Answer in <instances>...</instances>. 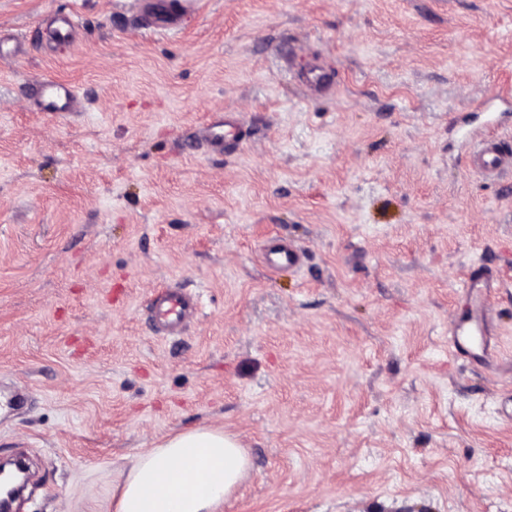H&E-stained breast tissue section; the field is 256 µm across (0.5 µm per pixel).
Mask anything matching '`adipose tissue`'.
Listing matches in <instances>:
<instances>
[{"mask_svg":"<svg viewBox=\"0 0 512 512\" xmlns=\"http://www.w3.org/2000/svg\"><path fill=\"white\" fill-rule=\"evenodd\" d=\"M249 466L245 449L224 430L173 433L121 471L115 512H217Z\"/></svg>","mask_w":512,"mask_h":512,"instance_id":"obj_1","label":"adipose tissue"}]
</instances>
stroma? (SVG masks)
Here are the masks:
<instances>
[{"label": "stroma", "mask_w": 512, "mask_h": 512, "mask_svg": "<svg viewBox=\"0 0 512 512\" xmlns=\"http://www.w3.org/2000/svg\"><path fill=\"white\" fill-rule=\"evenodd\" d=\"M75 13L74 45L46 20ZM0 459L16 512H114L139 450L199 426L250 468L222 512H512V175L469 167L512 139V0H197L134 29L118 0H0ZM296 51L281 57L283 45ZM320 59L336 92L306 99ZM88 98L61 119L29 84ZM246 134L195 146L212 118ZM273 235L307 252L260 260ZM493 274L489 349L448 333L460 282ZM200 296L181 336L146 306ZM181 1L176 5L156 4L154 6L152 18L146 27L154 30H174L177 28V21L180 16L193 9L188 0ZM14 465L15 470H6V466ZM16 471L19 474V478L15 482L3 483V492L4 498L2 501V505L4 509H8L10 506V502L15 497L16 493L19 491L20 487H22L27 481V469L20 463H3L0 465V474L1 477L7 472Z\"/></svg>", "instance_id": "1"}]
</instances>
